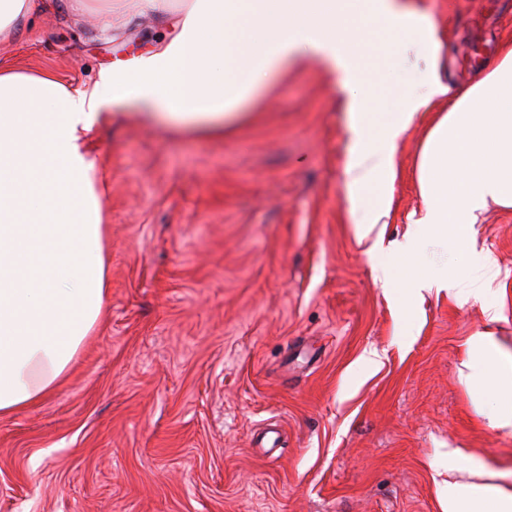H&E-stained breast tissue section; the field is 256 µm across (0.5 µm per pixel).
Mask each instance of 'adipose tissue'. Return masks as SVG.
I'll use <instances>...</instances> for the list:
<instances>
[{"label":"adipose tissue","mask_w":512,"mask_h":512,"mask_svg":"<svg viewBox=\"0 0 512 512\" xmlns=\"http://www.w3.org/2000/svg\"><path fill=\"white\" fill-rule=\"evenodd\" d=\"M136 8L172 14V35L151 54L99 71L86 89L71 91L47 73L0 72V414L53 391L102 317L103 204L82 140L118 104H138L148 120L171 129L218 135L241 120V105L290 57H320L348 92L354 141L347 189L356 237L385 250L380 276L400 271L409 288L458 285L418 266L424 240L451 241L470 258L478 213L491 203L512 209V42L492 70L451 96L431 126L417 174L425 208L411 240L387 245L372 233L389 213L396 144L420 112L448 94L437 75L442 40L434 19L398 0H375L374 17L418 29L429 59L400 110L374 122L363 94L370 78L354 63L358 30L348 25L358 0H182L177 12L172 0H136ZM371 125L377 134L369 139ZM469 357L492 368L493 421L511 429L512 355L482 333L471 338ZM445 498L447 512H512V494L491 485H452Z\"/></svg>","instance_id":"1"}]
</instances>
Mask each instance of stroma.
Wrapping results in <instances>:
<instances>
[{
  "label": "stroma",
  "mask_w": 512,
  "mask_h": 512,
  "mask_svg": "<svg viewBox=\"0 0 512 512\" xmlns=\"http://www.w3.org/2000/svg\"><path fill=\"white\" fill-rule=\"evenodd\" d=\"M444 28L450 93L512 40V0H408ZM109 32L65 0L0 42V70L72 90L154 51L170 29L113 10ZM369 109L395 112L421 79L395 47L420 35L365 19ZM223 136L133 107L86 142L107 224L105 313L66 379L0 416V512H444L448 484L512 494V432L468 377V343L512 353V210L473 226L494 263L488 297L416 295L358 242L345 192L346 92L311 58L289 63ZM420 113L395 151L386 242L423 200ZM495 306L497 320L486 308Z\"/></svg>",
  "instance_id": "35a3bbf8"
}]
</instances>
